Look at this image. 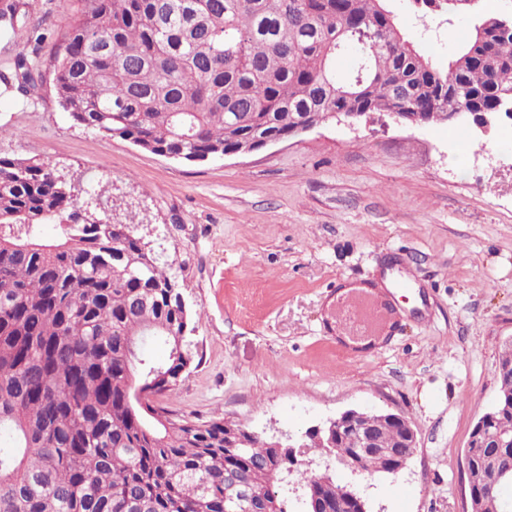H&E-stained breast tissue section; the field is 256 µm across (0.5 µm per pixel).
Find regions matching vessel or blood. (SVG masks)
Instances as JSON below:
<instances>
[{
  "label": "vessel or blood",
  "mask_w": 512,
  "mask_h": 512,
  "mask_svg": "<svg viewBox=\"0 0 512 512\" xmlns=\"http://www.w3.org/2000/svg\"><path fill=\"white\" fill-rule=\"evenodd\" d=\"M396 311L390 301L371 284L360 282L337 295L331 316L338 335L353 341L379 344L391 334Z\"/></svg>",
  "instance_id": "obj_1"
}]
</instances>
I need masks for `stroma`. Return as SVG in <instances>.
<instances>
[{
	"label": "stroma",
	"instance_id": "1",
	"mask_svg": "<svg viewBox=\"0 0 512 512\" xmlns=\"http://www.w3.org/2000/svg\"><path fill=\"white\" fill-rule=\"evenodd\" d=\"M0 37V70L17 54L50 62L84 0H28ZM402 27L443 62L467 17ZM504 125L395 123L384 112L329 120L249 154L187 162L69 119L51 83L18 102L0 95V157L47 161L96 215L128 225L174 280L191 314L194 355L163 404L225 418L267 441L297 444L349 409L403 414L417 435L406 468L363 475L370 512H471L464 450L494 404L512 345V160ZM401 259L425 308L396 301L398 330L354 353L329 326L343 281L379 278Z\"/></svg>",
	"mask_w": 512,
	"mask_h": 512
}]
</instances>
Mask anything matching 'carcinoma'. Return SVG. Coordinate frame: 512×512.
<instances>
[{
  "instance_id": "cac0c4a2",
  "label": "carcinoma",
  "mask_w": 512,
  "mask_h": 512,
  "mask_svg": "<svg viewBox=\"0 0 512 512\" xmlns=\"http://www.w3.org/2000/svg\"><path fill=\"white\" fill-rule=\"evenodd\" d=\"M391 0H85L61 35L53 87L74 124L158 155L203 162L265 134L294 136L338 112H413L458 123L512 101V9L471 15L441 67L405 38ZM421 18L464 14L413 0ZM24 0H0V30ZM353 55L348 77L336 60ZM40 63L19 55L6 88L27 96ZM56 224L51 243L35 234ZM176 283L124 225L87 212L47 162L0 158V512H224L249 488L264 512H292L312 483L260 441L224 446V420L199 423L159 399L194 355ZM155 338L165 358L131 352ZM377 447L402 438L379 423Z\"/></svg>"
}]
</instances>
